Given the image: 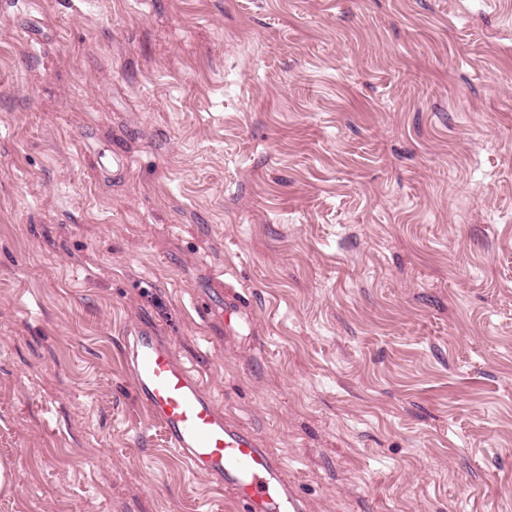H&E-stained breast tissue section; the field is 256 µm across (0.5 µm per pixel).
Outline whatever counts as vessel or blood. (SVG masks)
Here are the masks:
<instances>
[{
  "instance_id": "1",
  "label": "vessel or blood",
  "mask_w": 512,
  "mask_h": 512,
  "mask_svg": "<svg viewBox=\"0 0 512 512\" xmlns=\"http://www.w3.org/2000/svg\"><path fill=\"white\" fill-rule=\"evenodd\" d=\"M125 356L137 400L191 472L230 487L242 512H307L282 463L225 416L160 336L129 330Z\"/></svg>"
}]
</instances>
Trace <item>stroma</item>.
I'll list each match as a JSON object with an SVG mask.
<instances>
[{
	"label": "stroma",
	"mask_w": 512,
	"mask_h": 512,
	"mask_svg": "<svg viewBox=\"0 0 512 512\" xmlns=\"http://www.w3.org/2000/svg\"><path fill=\"white\" fill-rule=\"evenodd\" d=\"M136 326L308 512H512V0H0V512H236ZM125 356L137 400L192 473L230 487L242 512H307L282 463L224 415L160 336L142 327L129 330Z\"/></svg>",
	"instance_id": "35a3bbf8"
}]
</instances>
